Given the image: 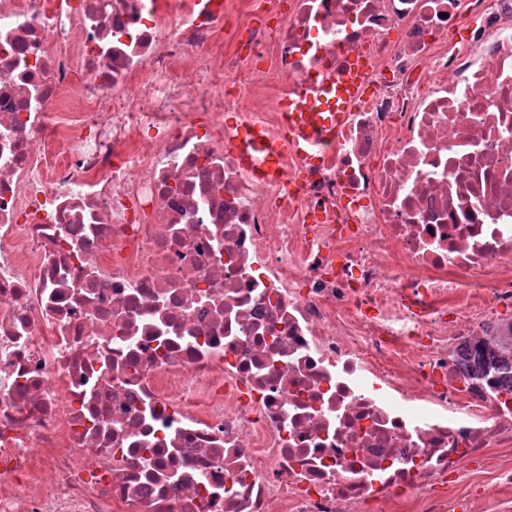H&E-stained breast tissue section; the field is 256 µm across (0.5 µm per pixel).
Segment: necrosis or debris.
<instances>
[{"instance_id":"4bbe7bcc","label":"necrosis or debris","mask_w":512,"mask_h":512,"mask_svg":"<svg viewBox=\"0 0 512 512\" xmlns=\"http://www.w3.org/2000/svg\"><path fill=\"white\" fill-rule=\"evenodd\" d=\"M365 48L255 180L225 113ZM510 310L512 0H0V512H448ZM369 90V61L363 52L350 56L336 74L312 72L303 91L280 97L282 141L304 165L321 164L349 113ZM465 360L478 371L509 370L512 374V322L509 334L492 336L491 345L478 346L472 358Z\"/></svg>"}]
</instances>
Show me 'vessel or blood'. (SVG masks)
<instances>
[{
  "label": "vessel or blood",
  "mask_w": 512,
  "mask_h": 512,
  "mask_svg": "<svg viewBox=\"0 0 512 512\" xmlns=\"http://www.w3.org/2000/svg\"><path fill=\"white\" fill-rule=\"evenodd\" d=\"M370 89L369 61L365 53L350 56L334 73L308 75L303 91L279 100L281 137L268 138L255 125L234 121L231 144L250 173L266 182L282 177L283 149L301 163H322L336 145L349 113Z\"/></svg>",
  "instance_id": "obj_1"
}]
</instances>
